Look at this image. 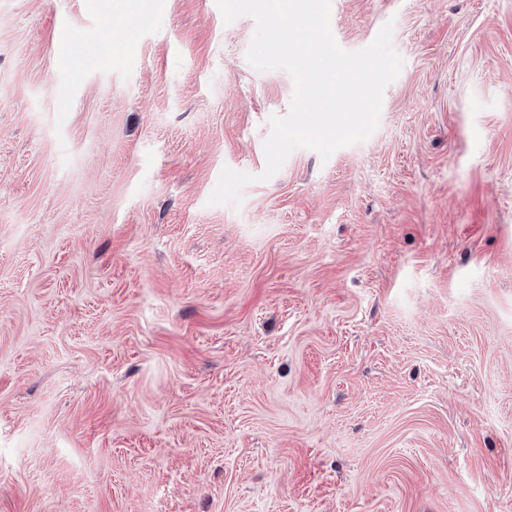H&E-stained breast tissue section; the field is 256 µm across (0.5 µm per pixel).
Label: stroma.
I'll use <instances>...</instances> for the list:
<instances>
[{
    "mask_svg": "<svg viewBox=\"0 0 512 512\" xmlns=\"http://www.w3.org/2000/svg\"><path fill=\"white\" fill-rule=\"evenodd\" d=\"M389 21L376 132L263 181L252 18L0 0V512H512V0H331Z\"/></svg>",
    "mask_w": 512,
    "mask_h": 512,
    "instance_id": "1",
    "label": "stroma"
}]
</instances>
